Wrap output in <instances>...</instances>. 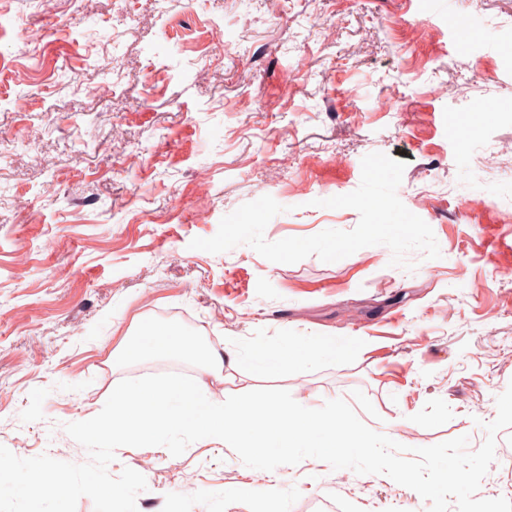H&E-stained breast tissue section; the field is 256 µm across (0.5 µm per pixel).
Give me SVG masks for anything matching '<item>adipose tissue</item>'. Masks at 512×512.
Masks as SVG:
<instances>
[{
	"label": "adipose tissue",
	"instance_id": "adipose-tissue-1",
	"mask_svg": "<svg viewBox=\"0 0 512 512\" xmlns=\"http://www.w3.org/2000/svg\"><path fill=\"white\" fill-rule=\"evenodd\" d=\"M125 346L138 355H182L192 358L204 372L218 378L222 377L225 365L236 364L242 358L247 359L254 371L267 373L293 361L310 363L320 358L338 360L346 354L344 348L318 337L300 341L286 354H274L260 347L244 355L230 347L218 352L205 349L192 337L159 329L145 330L135 339L126 341Z\"/></svg>",
	"mask_w": 512,
	"mask_h": 512
}]
</instances>
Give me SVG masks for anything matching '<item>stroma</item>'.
<instances>
[{
	"label": "stroma",
	"mask_w": 512,
	"mask_h": 512,
	"mask_svg": "<svg viewBox=\"0 0 512 512\" xmlns=\"http://www.w3.org/2000/svg\"><path fill=\"white\" fill-rule=\"evenodd\" d=\"M488 98L500 109L472 119ZM372 152L404 162L397 195L440 258L410 252L409 271L383 245L292 264L190 249L264 195L284 208L267 241L352 230L356 210L320 202L357 189ZM143 324L217 351L319 336L347 354L218 379L124 355ZM164 373L217 401L341 399L412 448H480L512 383V0H0V445L86 463L65 424ZM127 467L147 482L137 512L429 509L312 458L272 483L220 444L117 449L109 474Z\"/></svg>",
	"instance_id": "stroma-1"
}]
</instances>
